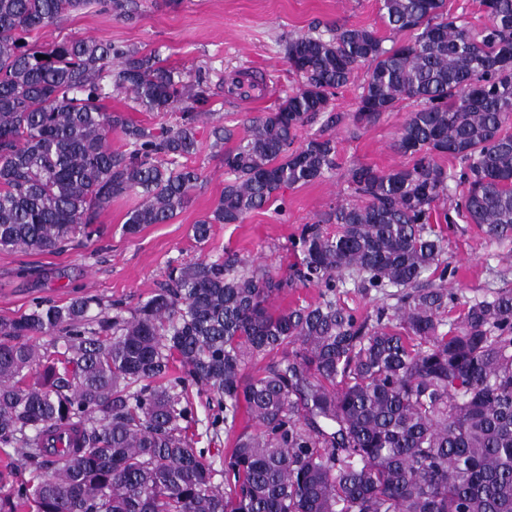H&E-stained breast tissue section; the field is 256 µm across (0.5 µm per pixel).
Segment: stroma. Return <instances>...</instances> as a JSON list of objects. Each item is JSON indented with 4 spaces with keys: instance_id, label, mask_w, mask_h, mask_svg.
<instances>
[{
    "instance_id": "35a3bbf8",
    "label": "stroma",
    "mask_w": 512,
    "mask_h": 512,
    "mask_svg": "<svg viewBox=\"0 0 512 512\" xmlns=\"http://www.w3.org/2000/svg\"><path fill=\"white\" fill-rule=\"evenodd\" d=\"M131 18L110 11L85 10L60 26L33 31L29 42L49 43L65 37L94 36L154 53L191 87L196 74H206L212 96L211 114L197 127L199 150L190 159L203 178L188 206L164 224L125 233L127 214L139 199L113 200L97 224L101 236L80 239L73 249L57 253L0 251V318L26 311L33 298L63 304L85 293L103 300H122L135 309L166 279L169 262H189L201 255L224 257L235 252L267 266L272 272H293L300 253L294 245L302 225L347 199L348 174L356 165L380 170L397 168L407 159L393 148L396 135L416 102L407 100L376 123L353 129L349 115L366 75L337 90L328 110L336 124L318 119L302 129L300 139L335 137L338 165L321 180L280 190L276 199L251 213L241 224H216L206 243H196L192 226L212 208L229 175L213 145L215 121L244 133L251 118L272 111L301 84L285 57V39L326 33L336 27L381 28L379 0H137ZM252 69L272 88L269 100L241 104L225 95L230 74ZM444 257L455 268L448 285L461 301L480 300L512 285V240L489 243L482 228L456 218L445 225Z\"/></svg>"
}]
</instances>
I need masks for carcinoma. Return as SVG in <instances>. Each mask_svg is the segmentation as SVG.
I'll list each match as a JSON object with an SVG mask.
<instances>
[{
    "instance_id": "carcinoma-1",
    "label": "carcinoma",
    "mask_w": 512,
    "mask_h": 512,
    "mask_svg": "<svg viewBox=\"0 0 512 512\" xmlns=\"http://www.w3.org/2000/svg\"><path fill=\"white\" fill-rule=\"evenodd\" d=\"M96 4L126 18L137 8ZM89 5L0 0V251H59L128 195L141 202L127 233L164 224L202 178L180 159L198 150L207 76L185 100L154 54L95 37L26 41ZM482 6L488 21L472 30L446 0H380L386 28L410 34L389 49L373 27L285 40L302 84L222 153L234 179L193 225L199 243L336 169L335 138L298 146L297 133L360 65L353 126L420 103L393 143L410 163L353 167L352 199L303 225L292 277L201 255L169 266L131 312L83 294L0 319V448L37 477L11 484L0 512H512V288L445 320L458 297L430 224L452 180L469 223L512 237V0ZM108 86L175 119L136 123L106 104ZM114 132L126 149H112ZM345 272L364 291L399 289L396 303L366 316L342 306ZM297 285L317 299L273 305ZM194 389L220 407L205 433L248 416L219 469L198 447Z\"/></svg>"
}]
</instances>
